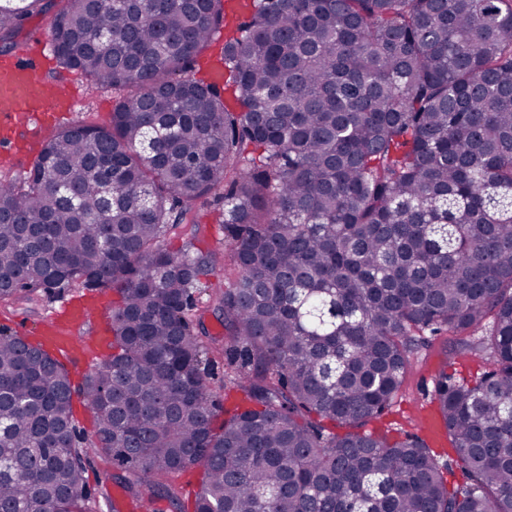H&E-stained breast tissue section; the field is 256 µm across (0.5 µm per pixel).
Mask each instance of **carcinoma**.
Masks as SVG:
<instances>
[{"label":"carcinoma","mask_w":512,"mask_h":512,"mask_svg":"<svg viewBox=\"0 0 512 512\" xmlns=\"http://www.w3.org/2000/svg\"><path fill=\"white\" fill-rule=\"evenodd\" d=\"M39 2L0 0L6 49ZM225 2L54 17L61 68L117 100L0 176V303L111 288L112 353L85 448L63 365L0 333V512H92L90 454L153 512L193 469L194 512H512V0ZM220 32L230 102L185 75ZM219 190L237 275L202 302L216 258L163 242ZM442 330L491 355L436 375L452 489L422 438L364 430ZM445 434L447 439L445 450H439L429 445L427 442L426 443L438 456H440L439 459L442 463L448 464V473L446 474V478L448 479V483L450 485H456L466 480V474L461 468V463L457 461L456 455L451 448L446 429Z\"/></svg>","instance_id":"cac0c4a2"}]
</instances>
